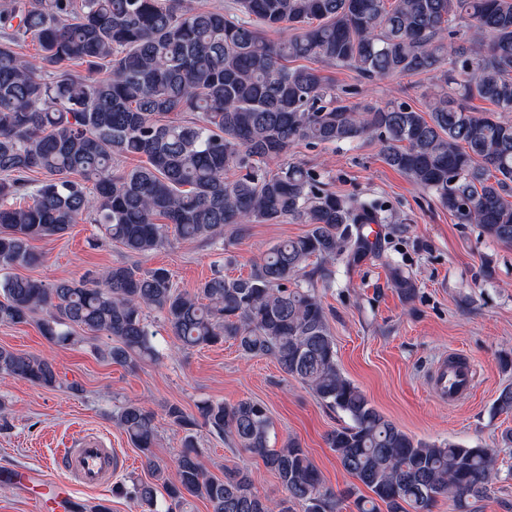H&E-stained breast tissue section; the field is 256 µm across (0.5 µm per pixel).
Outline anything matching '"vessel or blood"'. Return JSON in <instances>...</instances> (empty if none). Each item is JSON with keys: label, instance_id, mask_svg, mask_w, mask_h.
I'll return each mask as SVG.
<instances>
[{"label": "vessel or blood", "instance_id": "obj_1", "mask_svg": "<svg viewBox=\"0 0 512 512\" xmlns=\"http://www.w3.org/2000/svg\"><path fill=\"white\" fill-rule=\"evenodd\" d=\"M432 393L448 401L473 392L476 387L475 370L462 354L440 360L431 375ZM54 479L44 475L26 473L19 483L23 488L46 482L51 496L36 501L35 512H74L75 501L71 495L77 487H104L112 482L116 472L112 450L98 438H79L69 448L63 449L54 463Z\"/></svg>", "mask_w": 512, "mask_h": 512}]
</instances>
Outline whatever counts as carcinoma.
Returning <instances> with one entry per match:
<instances>
[{
    "mask_svg": "<svg viewBox=\"0 0 512 512\" xmlns=\"http://www.w3.org/2000/svg\"><path fill=\"white\" fill-rule=\"evenodd\" d=\"M472 31L460 41L459 25ZM267 29L284 30L278 41ZM32 41L38 52L17 48ZM313 60L366 78L435 74L442 92L428 111L406 102L360 109L352 90ZM81 70L72 68L74 64ZM480 98L495 112L467 106ZM512 0H235L232 10L198 0H12L0 10V270L38 262L31 242L56 240L90 218L130 256L162 249L170 236L212 244L230 224H307L255 259L245 275L217 271L181 291L164 267L120 261L102 273L52 286L0 278V325L37 315L47 341L66 348L80 327L113 343L115 364L154 361L147 314L161 316L182 347L237 343L270 356L350 424L327 444L372 492L349 490L356 512L459 509L500 481L492 448L417 439L382 415L340 371L317 284L371 247L366 224L389 223L387 202L341 196L314 168L285 158L311 147L373 139L383 159L433 195L461 224L512 246ZM175 118L161 122V115ZM129 156L140 163L125 168ZM277 168H271L272 164ZM401 295L414 281L390 268ZM0 377L59 383L46 358L0 347ZM512 413V385L493 404ZM169 421L186 432L175 479L153 448L152 411L124 404L116 424L145 457L152 480L123 488L141 512H178L202 497L211 512H340L341 499L298 441L270 446L267 408L252 399L177 405ZM199 426L260 458L286 492L256 494L242 470L206 476L192 432Z\"/></svg>",
    "mask_w": 512,
    "mask_h": 512,
    "instance_id": "cac0c4a2",
    "label": "carcinoma"
}]
</instances>
